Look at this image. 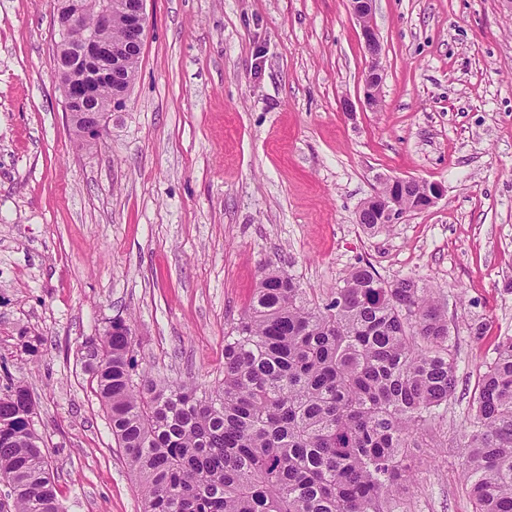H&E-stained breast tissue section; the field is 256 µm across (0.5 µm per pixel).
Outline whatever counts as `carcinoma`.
Masks as SVG:
<instances>
[{
    "label": "carcinoma",
    "mask_w": 512,
    "mask_h": 512,
    "mask_svg": "<svg viewBox=\"0 0 512 512\" xmlns=\"http://www.w3.org/2000/svg\"><path fill=\"white\" fill-rule=\"evenodd\" d=\"M102 40L125 37L120 15ZM382 197L424 209V185ZM358 222L386 227L383 206ZM436 291L391 282L367 264L325 301L283 271H262L248 310L224 337V378L206 390L139 367L131 325L114 318L83 343L84 362L142 512H411V448L455 390L456 352ZM26 387L0 388V479L8 510L62 512ZM456 445L473 512H512V336L474 386Z\"/></svg>",
    "instance_id": "1"
}]
</instances>
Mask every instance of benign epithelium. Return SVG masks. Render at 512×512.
<instances>
[{"mask_svg":"<svg viewBox=\"0 0 512 512\" xmlns=\"http://www.w3.org/2000/svg\"><path fill=\"white\" fill-rule=\"evenodd\" d=\"M350 10L359 23L365 50L369 55L368 70L364 79V104L370 108L377 105L378 89L381 82L382 69L379 64L381 43L376 29L371 24L373 0H349ZM146 0H133L123 10L126 38L116 45L103 43L98 34L90 32L79 45L66 46V54L59 56L58 71L64 75L74 70V63L84 58L106 57L112 63V80H117L118 65L123 55L133 49L143 46L146 28ZM114 5L112 0H59L57 4V25L59 34L65 36L68 32L81 25L84 17L92 13L98 23V28L112 27V14ZM95 94V84L86 76L69 82L68 97L65 101L67 116L74 123L76 136L85 142L97 141L105 131L112 116V111L85 112L84 123H76L77 116L74 108L88 107Z\"/></svg>","mask_w":512,"mask_h":512,"instance_id":"7a95c632","label":"benign epithelium"}]
</instances>
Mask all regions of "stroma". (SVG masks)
<instances>
[{"label":"stroma","mask_w":512,"mask_h":512,"mask_svg":"<svg viewBox=\"0 0 512 512\" xmlns=\"http://www.w3.org/2000/svg\"><path fill=\"white\" fill-rule=\"evenodd\" d=\"M146 13L125 105L81 148L54 0H0V357L32 395L64 512H142L86 338L130 320L141 366L211 387L263 267L325 299L361 262L430 284L447 309L456 388L437 447L414 451L411 510L472 512L450 441L512 336V0H375L380 105L353 112L341 102L362 98L369 57L348 0ZM385 176L444 195L369 233L358 211Z\"/></svg>","instance_id":"obj_1"}]
</instances>
